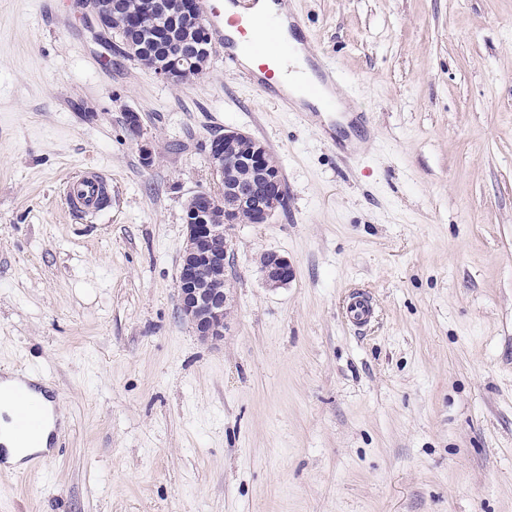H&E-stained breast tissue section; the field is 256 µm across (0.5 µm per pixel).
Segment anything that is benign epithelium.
Returning <instances> with one entry per match:
<instances>
[{
  "instance_id": "7a95c632",
  "label": "benign epithelium",
  "mask_w": 512,
  "mask_h": 512,
  "mask_svg": "<svg viewBox=\"0 0 512 512\" xmlns=\"http://www.w3.org/2000/svg\"><path fill=\"white\" fill-rule=\"evenodd\" d=\"M92 28L98 41H111L106 25L112 19L119 27L131 23L146 26L145 17L127 18L122 13L120 0H91ZM140 66L152 72L167 84H186L197 79L202 71L197 62L183 53L177 42H172L165 61L152 65L145 61ZM129 135L136 141L142 137L140 115L129 110L124 113ZM250 135L238 130L226 129L224 136L210 141L207 151L213 178H224V167L241 163L258 176L249 183L224 185V193L210 188L197 191L186 203V240L179 263L178 304L180 318L194 329L200 340L219 342L227 329L226 318L231 310L229 292L212 290L200 286L199 279L206 270L224 268L230 257L231 242L224 236V247H219L216 238L224 228L241 222L243 210L251 213L253 223L265 224L274 215L277 199L284 194V184L279 167L268 161L269 152L258 140L245 156H239L240 142ZM263 283L268 288H280L293 278V267L287 258L277 253H266L260 260Z\"/></svg>"
}]
</instances>
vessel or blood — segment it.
<instances>
[{"label":"vessel or blood","mask_w":512,"mask_h":512,"mask_svg":"<svg viewBox=\"0 0 512 512\" xmlns=\"http://www.w3.org/2000/svg\"><path fill=\"white\" fill-rule=\"evenodd\" d=\"M238 13L233 18H225L219 0H200L202 12L209 20L213 40L224 54V59L230 63H238L240 53H247L258 60L257 68H248L244 77L262 95L274 104L287 106L288 93L279 88L275 81V73L280 68V60L292 56L293 47L283 40L280 33V17L273 14L266 20V36L259 42H242L235 34L225 32V25H233L237 32L244 31L252 21L251 9L256 0H230ZM314 66L318 72L315 80L306 82L303 87L304 96L322 105L324 111H331L330 93L336 83L337 71L334 65L325 58H317ZM112 183L111 174L105 170L89 166L78 178L71 180L65 186L64 201L69 210L94 215L105 208L109 199V189ZM14 398L19 406L15 421V433L19 442H27L29 436L41 425L35 407L30 404L27 389L17 388Z\"/></svg>","instance_id":"obj_1"}]
</instances>
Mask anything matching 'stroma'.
<instances>
[{"mask_svg": "<svg viewBox=\"0 0 512 512\" xmlns=\"http://www.w3.org/2000/svg\"><path fill=\"white\" fill-rule=\"evenodd\" d=\"M286 2L344 111L303 122L218 53L166 84L80 0H0V372L66 415L51 453L0 467V512H512V0ZM228 129L286 204L231 226L211 344L178 270ZM91 161L112 205L80 216L63 193ZM267 252L288 285L264 286ZM262 280L267 288H280L293 278V267L286 257L265 253L260 260Z\"/></svg>", "mask_w": 512, "mask_h": 512, "instance_id": "obj_1", "label": "stroma"}]
</instances>
